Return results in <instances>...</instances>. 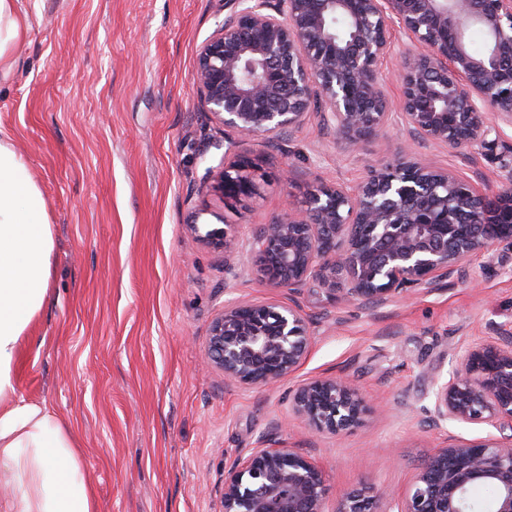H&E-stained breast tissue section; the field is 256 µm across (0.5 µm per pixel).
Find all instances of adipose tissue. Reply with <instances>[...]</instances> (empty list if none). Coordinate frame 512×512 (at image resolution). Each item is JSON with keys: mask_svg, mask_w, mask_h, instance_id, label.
Segmentation results:
<instances>
[{"mask_svg": "<svg viewBox=\"0 0 512 512\" xmlns=\"http://www.w3.org/2000/svg\"><path fill=\"white\" fill-rule=\"evenodd\" d=\"M28 28L20 0H0V79ZM52 250L44 195L0 129V482L18 487L0 512H97L74 435L16 388L19 343L44 306Z\"/></svg>", "mask_w": 512, "mask_h": 512, "instance_id": "ef3b65f1", "label": "adipose tissue"}]
</instances>
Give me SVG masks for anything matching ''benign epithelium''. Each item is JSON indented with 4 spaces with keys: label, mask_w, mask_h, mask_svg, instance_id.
<instances>
[{
    "label": "benign epithelium",
    "mask_w": 512,
    "mask_h": 512,
    "mask_svg": "<svg viewBox=\"0 0 512 512\" xmlns=\"http://www.w3.org/2000/svg\"><path fill=\"white\" fill-rule=\"evenodd\" d=\"M224 22L201 44L196 93L211 117L241 134L274 138L305 123L313 99L354 147L388 123L380 67L401 52V118L422 142L468 153L491 148L512 126V0H226ZM486 39L473 52L466 33ZM255 165L237 153L207 169L198 190L239 202L256 190ZM196 238L238 254L229 227L193 222ZM512 244V166L488 193L448 170L409 158L378 165L350 188L318 187L263 225L250 242L257 275L288 291L286 303L236 302L209 327L207 361L224 384L265 386L305 361L311 336L294 295L313 285L378 306L433 288L470 256ZM294 413L317 432L338 433L365 411L355 383L318 378L297 389ZM485 422L512 431V331L466 349L432 392L431 422ZM498 492L493 512H512V438L450 442L415 475L403 498L353 490L336 512H480L477 485ZM323 469L290 448H255L224 470L219 512H327ZM385 508H380V505Z\"/></svg>",
    "instance_id": "benign-epithelium-1"
}]
</instances>
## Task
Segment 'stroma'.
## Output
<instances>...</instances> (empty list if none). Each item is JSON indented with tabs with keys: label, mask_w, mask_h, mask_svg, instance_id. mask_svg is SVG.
Returning <instances> with one entry per match:
<instances>
[{
	"label": "stroma",
	"mask_w": 512,
	"mask_h": 512,
	"mask_svg": "<svg viewBox=\"0 0 512 512\" xmlns=\"http://www.w3.org/2000/svg\"><path fill=\"white\" fill-rule=\"evenodd\" d=\"M225 0H21L30 29L0 83V127L29 162L53 226L45 307L23 337L17 391L71 428L98 512H217L224 468L254 448H291L323 467L333 512L354 487L404 495L448 439L498 437L485 423L427 424L434 380L468 346L512 329V247L466 260L463 277L375 307L336 303L308 289L299 302L312 347L288 379L228 386L205 362L214 316L230 301L284 302L238 274L186 224H227L253 238L286 205L319 186H355L377 163L410 154L497 189L495 156L411 137L402 121L400 65L382 66L392 116L351 148L312 103L305 124L275 140L211 120L196 94V55L223 22ZM257 167V195L227 206L199 195L225 149ZM289 181H282V174ZM318 377L355 380L366 409L337 434L314 432L292 411L297 387Z\"/></svg>",
	"instance_id": "35a3bbf8"
}]
</instances>
